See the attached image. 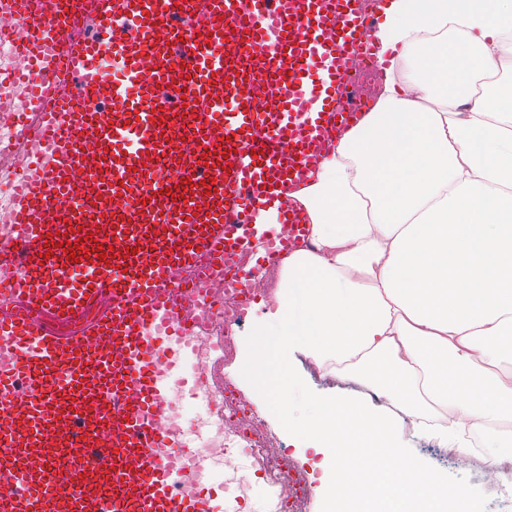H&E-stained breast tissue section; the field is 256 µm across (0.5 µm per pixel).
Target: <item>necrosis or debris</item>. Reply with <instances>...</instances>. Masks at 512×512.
<instances>
[{"label":"necrosis or debris","mask_w":512,"mask_h":512,"mask_svg":"<svg viewBox=\"0 0 512 512\" xmlns=\"http://www.w3.org/2000/svg\"><path fill=\"white\" fill-rule=\"evenodd\" d=\"M25 38L8 11L0 5V112L17 115L32 109V69L28 56L21 47ZM53 152L51 143H32L23 138L11 123H0V155L12 158L9 167H0V238L10 237L15 231V214L20 204V186L34 161L48 162ZM262 277L251 278L241 285L234 274L217 269L186 292L189 307L185 317L199 326L198 334L188 340L166 338L165 345L155 354L158 368L168 382V411L163 425L175 438L178 448H193L192 458L172 456L171 463L184 479L186 489L197 486L209 462L233 465L237 454L260 460L273 487L275 500L271 512H291L301 495V488L282 468L283 455L273 454L276 439L259 413L249 407L232 387L215 389L211 380L213 359L223 350L224 340L232 336L246 313L241 301L243 287L258 289ZM188 353L193 361L192 384H185L178 370L181 353ZM194 398L220 401V409H209L207 418L187 423L182 414L185 393Z\"/></svg>","instance_id":"1"}]
</instances>
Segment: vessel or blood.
<instances>
[{
    "instance_id": "b4317fda",
    "label": "vessel or blood",
    "mask_w": 512,
    "mask_h": 512,
    "mask_svg": "<svg viewBox=\"0 0 512 512\" xmlns=\"http://www.w3.org/2000/svg\"><path fill=\"white\" fill-rule=\"evenodd\" d=\"M61 2L15 0L36 33L42 114L16 123L54 153L0 240V295L20 310L0 318L13 346L0 366V468L19 476L0 512H216L156 454L171 439L147 332L163 317L172 335L193 331L176 313L175 270L240 274L253 256L276 265L309 248L295 194L357 119L350 75L376 62L375 25L363 0H210L206 23L197 0H87L90 39ZM75 76L111 111L74 106ZM270 207L278 223L258 225ZM94 306L96 319L65 331Z\"/></svg>"
}]
</instances>
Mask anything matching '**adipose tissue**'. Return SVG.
<instances>
[{
    "label": "adipose tissue",
    "instance_id": "ef3b65f1",
    "mask_svg": "<svg viewBox=\"0 0 512 512\" xmlns=\"http://www.w3.org/2000/svg\"><path fill=\"white\" fill-rule=\"evenodd\" d=\"M379 61L402 66L296 197L313 246L244 363L289 421L294 353L385 400L309 403L300 433L325 450L336 512H473L465 492L403 458L405 422L456 454L481 434L512 464V0H389Z\"/></svg>",
    "mask_w": 512,
    "mask_h": 512
}]
</instances>
